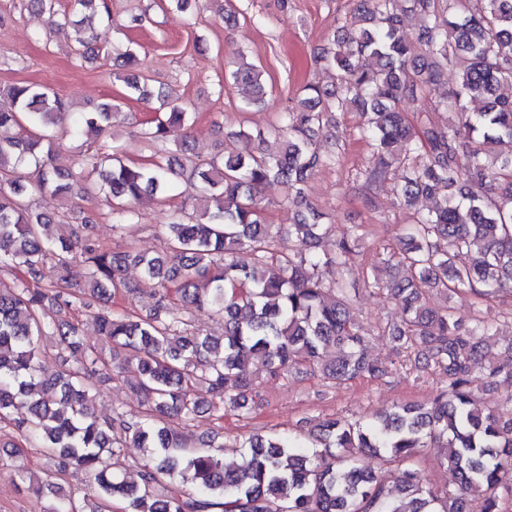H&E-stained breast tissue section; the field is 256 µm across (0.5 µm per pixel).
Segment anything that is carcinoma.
<instances>
[{"instance_id":"1","label":"carcinoma","mask_w":512,"mask_h":512,"mask_svg":"<svg viewBox=\"0 0 512 512\" xmlns=\"http://www.w3.org/2000/svg\"><path fill=\"white\" fill-rule=\"evenodd\" d=\"M359 0L363 26L342 30L318 59L331 74L330 87L307 84L280 113L276 124L255 133L241 129L219 157L201 160L179 146L174 133L193 113L173 93L157 94L159 116L141 123L153 159H125L112 132L122 103L93 112L34 85L0 87V267L22 274L14 288L0 289V424L21 438L0 436V447L42 448L53 468L33 479L14 466L18 488L54 496L50 512H85L78 493L61 480L70 470L90 478L99 500L115 497L126 512H470L475 497L483 512H500L497 490L512 481V420H499L475 403L480 381L512 380V361L489 359V341L512 330L487 314L463 324L448 306V294L467 290L487 301L512 291V182L503 196L496 185L512 175V0ZM61 29L76 31L78 61L99 57L85 13L112 21L108 0H27ZM414 29L422 53L411 52L405 33ZM137 58L126 47L117 74L129 99L152 96L145 79L128 72ZM462 59L458 83L439 93L448 62ZM244 104L267 94L262 70L240 62L226 75ZM432 93L448 120L414 126L402 103ZM364 117L361 137L378 156L363 187L376 190L394 168L402 169L396 201L411 214L395 246L384 247L363 286L402 309L401 320L379 327L396 354H413L412 368L432 370L446 382L426 404H406L369 421L330 418L307 435L253 433L235 444L240 463L224 465L222 449H188L176 425L201 410L231 407L244 415L256 407L250 367L285 378L292 370L320 374L338 388L358 377H382L385 363L367 357L372 330L353 315L350 285L325 273L348 267L361 252L355 228L333 232L314 207L293 224L265 223L261 188L279 181L288 198L303 200L320 164L335 162L343 148L318 140L335 126V113ZM70 120L68 135L82 142L74 170L53 164L59 147L52 127ZM32 160L27 183L12 178ZM69 200L104 195L112 221L124 224L148 195L155 201L186 194L189 207L164 225L166 248L145 255L110 251L93 234L96 214L82 213L79 238L65 234L67 216L47 215L29 199L44 194ZM433 201L416 208L419 198ZM308 247L278 246L283 238ZM467 254L462 267L454 258ZM86 268L84 283L69 279L73 261ZM130 265L142 279L126 276ZM152 286L156 301L144 316L118 314L112 297L133 296ZM50 305L57 320L44 323ZM207 307L224 321V334L196 331L192 311ZM91 311L99 336L89 344L69 315ZM75 364L42 369L43 339ZM124 354V362L115 356ZM136 363L130 388L142 409L117 411L101 423L88 404L97 375L123 377ZM150 449L151 459L130 476L123 460L127 442ZM446 448L447 477L438 484L403 462L417 448ZM369 456L389 464L376 472Z\"/></svg>"}]
</instances>
